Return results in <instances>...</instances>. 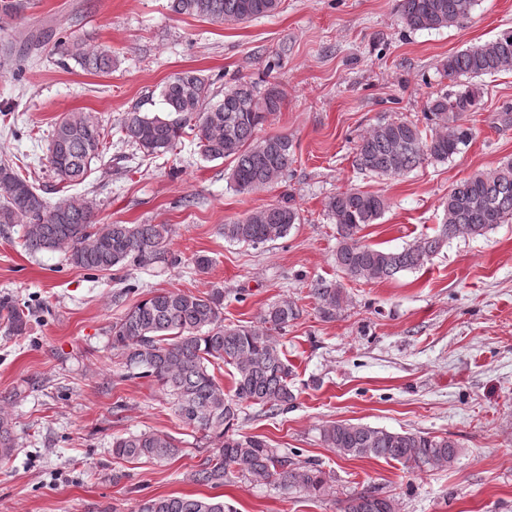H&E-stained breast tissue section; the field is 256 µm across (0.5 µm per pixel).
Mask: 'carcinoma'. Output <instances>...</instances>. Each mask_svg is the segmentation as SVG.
<instances>
[{
    "mask_svg": "<svg viewBox=\"0 0 512 512\" xmlns=\"http://www.w3.org/2000/svg\"><path fill=\"white\" fill-rule=\"evenodd\" d=\"M477 0H399L401 22L410 30L458 27L470 20ZM281 0H168L175 15L212 23H243L276 13ZM30 0H0V12L22 19ZM52 53L71 59L91 73H110L117 63L112 49L89 47L68 38L54 42ZM512 71V30L448 57L442 76L454 89L430 98L425 123L401 118L371 126L355 148L354 163L363 173L396 178L426 161L443 163L463 152L474 138L465 124L476 111L483 89L476 79ZM217 80L200 70L181 71L160 89L165 114L151 115L138 107L123 113L120 139L144 155L173 152L186 137L202 156L232 163L230 179L239 193L270 186L295 160L293 139L286 134L256 137L267 116L280 108L272 84L261 90L253 81H239L220 92ZM112 132L93 112H69L55 125L47 163L57 191L83 183L92 164L107 150ZM327 215L339 240L336 268L350 281L369 284L423 268L455 238L484 237L512 220V158L489 170H478L457 182L443 202L437 230L400 249L360 242L357 234L375 223L388 208L375 193L349 188L330 196ZM300 214L288 201L269 204L224 225V239L258 247L283 239L299 223ZM0 224H20L22 246L30 254L61 251L66 261L86 271L115 267L144 268L172 261L166 224H95L92 207L62 196L50 203L23 174L20 166L0 161ZM318 310L336 316L344 299L339 283L311 284ZM298 315L296 305L282 299L261 313L254 324L224 323V289L202 294L158 291L130 307L111 328V348L121 357L123 377L150 378L167 395L182 425L202 432L217 446L200 460L189 479L220 488L237 479L283 493L314 497L334 493L329 477L314 460H300L271 447L257 436L240 435L235 421L254 405L274 416L294 406L293 369L277 333ZM0 318L12 336L29 332L30 312L10 302L0 303ZM234 369L233 389L224 392L214 370ZM320 435L336 455L354 459L394 461L411 474L435 467H452L459 448L446 436L327 421ZM18 447L11 415L0 409V458ZM112 457L127 462L176 458L181 448L162 432L129 433L112 440ZM137 512H231L222 501L191 495L160 496L137 505ZM343 512H397L395 499L365 489L350 495Z\"/></svg>",
    "mask_w": 512,
    "mask_h": 512,
    "instance_id": "carcinoma-1",
    "label": "carcinoma"
}]
</instances>
